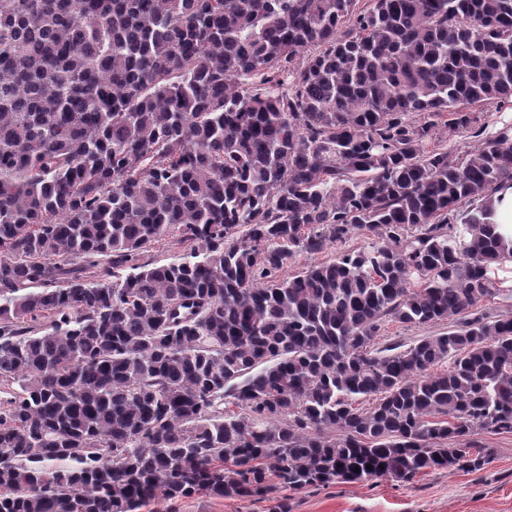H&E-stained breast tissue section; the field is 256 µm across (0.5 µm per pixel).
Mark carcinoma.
<instances>
[{
    "instance_id": "cac0c4a2",
    "label": "carcinoma",
    "mask_w": 512,
    "mask_h": 512,
    "mask_svg": "<svg viewBox=\"0 0 512 512\" xmlns=\"http://www.w3.org/2000/svg\"><path fill=\"white\" fill-rule=\"evenodd\" d=\"M356 2L0 0V512L408 482L512 433L479 308L512 135L433 144L512 102V0ZM173 232L193 260L139 262ZM336 251V245H334L333 247L316 255L310 256L307 254H299L292 260L288 261V264L280 271V277L283 278L291 276L309 264L332 261L336 257ZM447 327L448 324L446 322H444V324L424 328L406 327L402 326V324L392 322L385 326L381 334L383 337L380 342H384V340H401L402 342L412 343L413 340H416L420 336H429L444 332L448 329Z\"/></svg>"
}]
</instances>
